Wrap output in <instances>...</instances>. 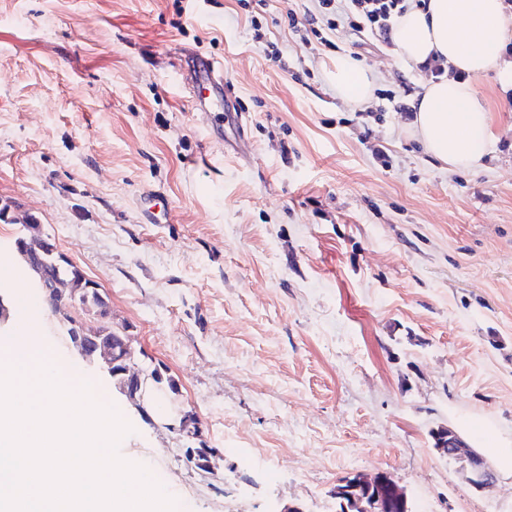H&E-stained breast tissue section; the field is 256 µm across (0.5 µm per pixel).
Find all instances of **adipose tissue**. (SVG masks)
<instances>
[{"label":"adipose tissue","instance_id":"adipose-tissue-1","mask_svg":"<svg viewBox=\"0 0 512 512\" xmlns=\"http://www.w3.org/2000/svg\"><path fill=\"white\" fill-rule=\"evenodd\" d=\"M512 36V11L503 0H427L422 8L397 17L390 33L397 56L416 68L430 54H440L451 76L426 81L410 102V131L428 154L454 170L478 166L494 149L491 117L473 84L454 71L478 77L495 73L502 93L512 92V60L501 47ZM336 93L348 105L366 103L375 77L352 57L337 58L328 70Z\"/></svg>","mask_w":512,"mask_h":512}]
</instances>
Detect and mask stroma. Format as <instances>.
Wrapping results in <instances>:
<instances>
[{"mask_svg":"<svg viewBox=\"0 0 512 512\" xmlns=\"http://www.w3.org/2000/svg\"><path fill=\"white\" fill-rule=\"evenodd\" d=\"M313 6L0 0V296L33 287L14 241L36 216L198 418V439L142 421L47 315L57 365L131 424L120 456L176 512H336L341 478L379 471L410 512H512V475L476 489L430 436L512 441V104L495 74L474 78L494 152L450 170L404 113L337 97L339 56L380 90L422 77L343 25L331 47L303 44L287 13ZM185 49L223 62L245 126L196 108ZM149 190L167 202L156 224ZM201 444L218 451L209 474L184 454Z\"/></svg>","mask_w":512,"mask_h":512,"instance_id":"1","label":"stroma"}]
</instances>
